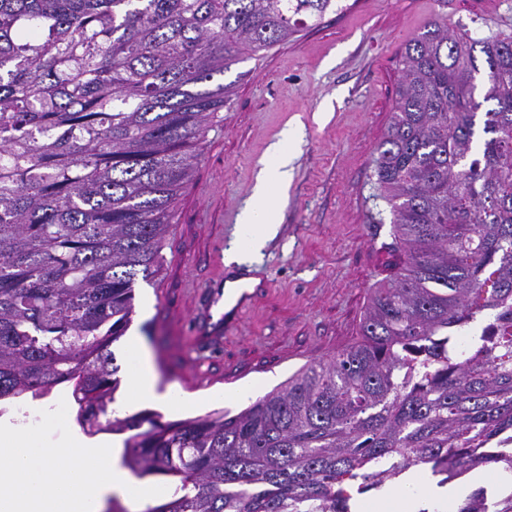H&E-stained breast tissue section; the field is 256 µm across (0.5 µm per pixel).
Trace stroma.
<instances>
[{"label": "stroma", "mask_w": 512, "mask_h": 512, "mask_svg": "<svg viewBox=\"0 0 512 512\" xmlns=\"http://www.w3.org/2000/svg\"><path fill=\"white\" fill-rule=\"evenodd\" d=\"M287 42L241 58L224 73L232 91L207 135V149L177 205L154 281H136L131 326L153 358L159 391L198 398L161 409L175 421L245 402L280 387L304 365L336 355L359 334L368 291L392 273L390 226L375 218L373 160L387 131L398 60L424 26L443 18L478 37L512 36V0H344ZM298 124L288 186L279 199L277 235L262 249L257 301L245 308L224 346L190 375V336L228 269L241 208L261 163L283 130ZM38 445L65 442L78 429L67 385L37 402Z\"/></svg>", "instance_id": "35a3bbf8"}]
</instances>
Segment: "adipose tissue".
Returning a JSON list of instances; mask_svg holds the SVG:
<instances>
[{
    "label": "adipose tissue",
    "instance_id": "1",
    "mask_svg": "<svg viewBox=\"0 0 512 512\" xmlns=\"http://www.w3.org/2000/svg\"><path fill=\"white\" fill-rule=\"evenodd\" d=\"M295 138V130H286L270 147L255 194L239 215L242 240L225 255V264L234 270L237 282L252 287L259 283L250 274V257L278 232L271 189L288 183L290 145ZM126 351L134 368L127 378L128 394L120 403L121 409L149 403L187 405L185 397L158 392L156 375L141 340L129 337ZM26 436V430L20 428H0V512H103L106 501L114 497L130 501L133 512H142L162 493L161 488L141 486L120 466L119 441L93 443L73 436L65 444L32 450L24 445ZM457 494L456 488L438 486L430 474L417 471L400 485L387 487L368 505L367 512H388L393 502L406 504L409 512H427Z\"/></svg>",
    "mask_w": 512,
    "mask_h": 512
}]
</instances>
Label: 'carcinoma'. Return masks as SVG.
I'll return each mask as SVG.
<instances>
[{"label": "carcinoma", "instance_id": "cac0c4a2", "mask_svg": "<svg viewBox=\"0 0 512 512\" xmlns=\"http://www.w3.org/2000/svg\"><path fill=\"white\" fill-rule=\"evenodd\" d=\"M338 9L0 0V401L69 384L85 434L126 435L122 465L173 485L145 512H356L412 469L512 475V38L440 20L401 55L376 149L400 263L358 340L234 415H113V345L164 271L216 77ZM448 512H512V491Z\"/></svg>", "mask_w": 512, "mask_h": 512}]
</instances>
